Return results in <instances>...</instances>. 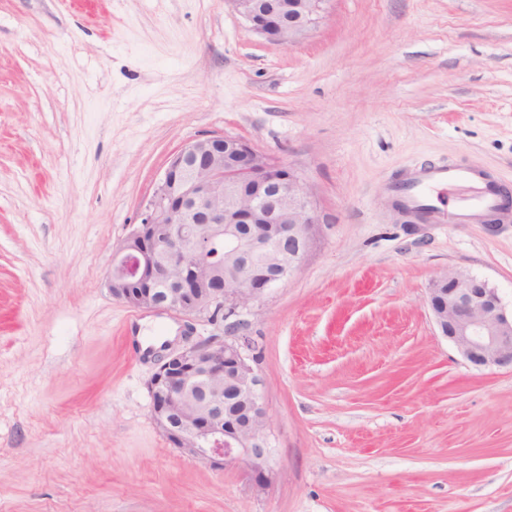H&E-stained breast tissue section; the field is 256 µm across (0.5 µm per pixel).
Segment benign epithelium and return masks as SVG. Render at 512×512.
<instances>
[{
  "label": "benign epithelium",
  "instance_id": "1",
  "mask_svg": "<svg viewBox=\"0 0 512 512\" xmlns=\"http://www.w3.org/2000/svg\"><path fill=\"white\" fill-rule=\"evenodd\" d=\"M328 2L226 0L252 31L282 47L305 40ZM317 224L314 188L297 169L234 136L194 139L170 156L140 224L116 245L108 287L133 308L229 318L302 267ZM218 237L229 246L227 265L205 256ZM253 256L272 261L264 284L251 273ZM427 305L470 364L512 366V312L487 280L446 273L428 288ZM260 385L243 344L210 336L160 356L151 416L181 454L213 468L242 456L262 487L269 446Z\"/></svg>",
  "mask_w": 512,
  "mask_h": 512
}]
</instances>
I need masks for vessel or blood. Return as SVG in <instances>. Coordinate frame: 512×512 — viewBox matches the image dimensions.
I'll list each match as a JSON object with an SVG mask.
<instances>
[{"mask_svg":"<svg viewBox=\"0 0 512 512\" xmlns=\"http://www.w3.org/2000/svg\"><path fill=\"white\" fill-rule=\"evenodd\" d=\"M473 188V196L455 214L460 224H480L495 218L512 220L505 208V196L497 181L479 163L421 165L408 170L396 181L397 205L406 212L431 224L445 223L444 213L435 205L432 191L438 187Z\"/></svg>","mask_w":512,"mask_h":512,"instance_id":"b4317fda","label":"vessel or blood"}]
</instances>
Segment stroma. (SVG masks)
<instances>
[{
  "label": "stroma",
  "instance_id": "stroma-1",
  "mask_svg": "<svg viewBox=\"0 0 512 512\" xmlns=\"http://www.w3.org/2000/svg\"><path fill=\"white\" fill-rule=\"evenodd\" d=\"M213 134L301 171V269L238 315L113 299L115 245L169 157ZM512 186V0H330L275 46L224 0H0V512H512V369L435 329L440 275L512 305V223L395 206L409 165ZM244 342L270 481L151 418L164 345Z\"/></svg>",
  "mask_w": 512,
  "mask_h": 512
}]
</instances>
